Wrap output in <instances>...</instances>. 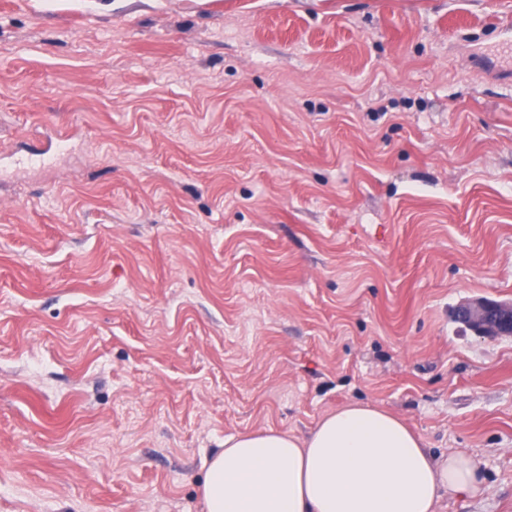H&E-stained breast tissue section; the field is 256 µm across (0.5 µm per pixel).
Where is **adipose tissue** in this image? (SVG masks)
<instances>
[{"instance_id":"obj_1","label":"adipose tissue","mask_w":512,"mask_h":512,"mask_svg":"<svg viewBox=\"0 0 512 512\" xmlns=\"http://www.w3.org/2000/svg\"><path fill=\"white\" fill-rule=\"evenodd\" d=\"M204 467L205 512H437L483 486L466 453L433 457L402 419L363 403L303 439L271 427L227 436Z\"/></svg>"}]
</instances>
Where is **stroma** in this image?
<instances>
[{"instance_id":"35a3bbf8","label":"stroma","mask_w":512,"mask_h":512,"mask_svg":"<svg viewBox=\"0 0 512 512\" xmlns=\"http://www.w3.org/2000/svg\"><path fill=\"white\" fill-rule=\"evenodd\" d=\"M512 0H0V512H204L367 403L512 512ZM456 320L477 336L495 338L512 335V301L476 299L461 304L454 312Z\"/></svg>"}]
</instances>
